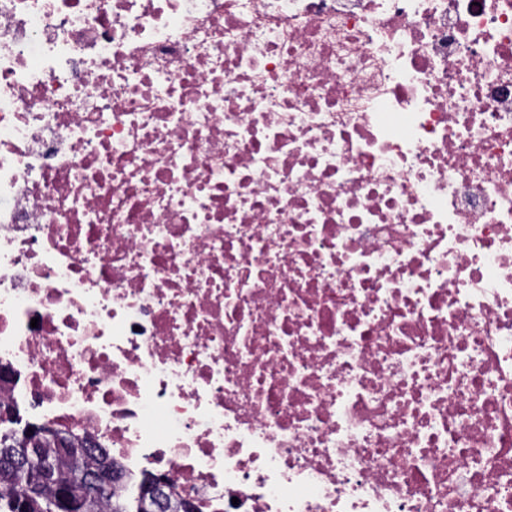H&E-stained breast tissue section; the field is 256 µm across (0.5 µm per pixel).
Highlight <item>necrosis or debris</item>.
I'll list each match as a JSON object with an SVG mask.
<instances>
[{"label":"necrosis or debris","mask_w":512,"mask_h":512,"mask_svg":"<svg viewBox=\"0 0 512 512\" xmlns=\"http://www.w3.org/2000/svg\"><path fill=\"white\" fill-rule=\"evenodd\" d=\"M0 368L195 512H512V0H0Z\"/></svg>","instance_id":"necrosis-or-debris-1"}]
</instances>
